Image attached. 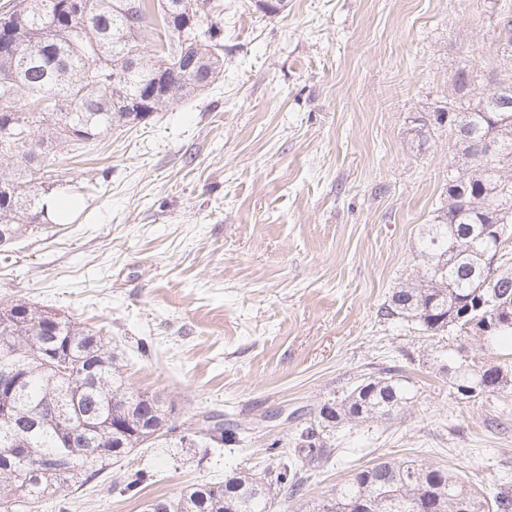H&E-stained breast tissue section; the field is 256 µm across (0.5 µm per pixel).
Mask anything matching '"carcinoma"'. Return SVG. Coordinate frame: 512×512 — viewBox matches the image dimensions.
<instances>
[{
  "label": "carcinoma",
  "instance_id": "obj_1",
  "mask_svg": "<svg viewBox=\"0 0 512 512\" xmlns=\"http://www.w3.org/2000/svg\"><path fill=\"white\" fill-rule=\"evenodd\" d=\"M63 0H14L0 13V128L35 136L43 150L34 157L24 143L0 137V183L14 192L0 196V229L11 239L41 228L45 214L35 185H63L67 172L52 167L60 144L88 146L112 127L130 125L127 106L142 119L165 103L182 101L215 84L224 58L215 53L224 28L210 18L207 0H85L82 14ZM152 37V49L144 46ZM168 94L151 100L154 82ZM473 72L458 71L448 108L411 120V144L421 146L438 127H448L469 163L468 173L448 170V203L425 225L419 243L421 275L393 289L380 308L384 320L412 322L429 337L469 336L478 320L497 325L481 349L512 340V79L491 97L464 101ZM487 142L497 154L481 156ZM100 332L28 303L0 307V372L13 368L25 385L0 394V454L20 448L0 468V512H41L53 488L76 485L87 471L104 472L112 458L141 446L148 421L174 423V406L158 392L126 382L112 351L97 352ZM68 359L63 378L54 359ZM460 394L484 383L480 395L512 384L508 368L473 356L457 366ZM409 400L407 380L394 366L369 373L347 395L329 399L295 438L291 452L275 451V471H242L222 482L191 484L174 500L156 502L158 512H269L278 496H303L310 474L333 454L336 432L393 419ZM105 448L104 456L88 449ZM314 512H512V490L495 484L473 489L464 471L417 458L392 457L356 471L328 490Z\"/></svg>",
  "mask_w": 512,
  "mask_h": 512
}]
</instances>
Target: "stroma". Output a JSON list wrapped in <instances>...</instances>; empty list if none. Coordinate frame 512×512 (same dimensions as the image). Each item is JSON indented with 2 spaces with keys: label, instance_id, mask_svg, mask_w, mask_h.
Returning <instances> with one entry per match:
<instances>
[{
  "label": "stroma",
  "instance_id": "stroma-1",
  "mask_svg": "<svg viewBox=\"0 0 512 512\" xmlns=\"http://www.w3.org/2000/svg\"><path fill=\"white\" fill-rule=\"evenodd\" d=\"M220 2L223 79L91 150L58 146L73 186L53 195L78 205L0 253V304L100 329L133 389L183 419L222 414L243 440L144 444L81 489L59 486L44 512H146L263 472L271 443L291 448L324 401L392 365L411 388L404 412L337 433L304 497L271 512H312L388 456L463 466L478 489L512 481V387L468 398L440 367L479 337L429 339L378 315L420 269L456 154L444 128L410 146V120L447 102L459 68L478 72L475 99L512 76V0H288L273 18Z\"/></svg>",
  "mask_w": 512,
  "mask_h": 512
}]
</instances>
